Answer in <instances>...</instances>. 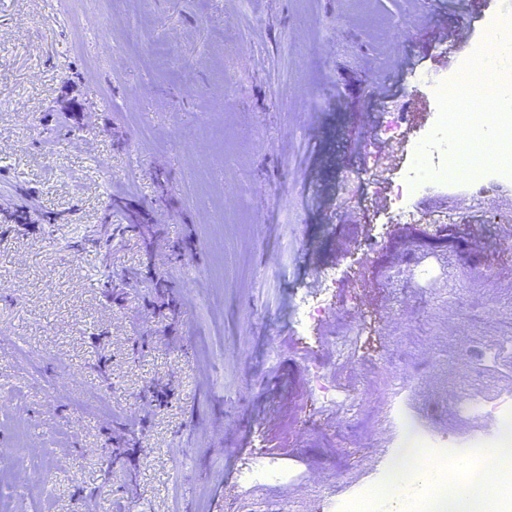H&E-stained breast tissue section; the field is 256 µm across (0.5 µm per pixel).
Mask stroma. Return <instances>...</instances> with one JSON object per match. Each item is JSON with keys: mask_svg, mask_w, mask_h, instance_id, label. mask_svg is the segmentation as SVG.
Instances as JSON below:
<instances>
[{"mask_svg": "<svg viewBox=\"0 0 512 512\" xmlns=\"http://www.w3.org/2000/svg\"><path fill=\"white\" fill-rule=\"evenodd\" d=\"M454 2L0 0V470L49 467L0 512H402L361 434L399 437V405L439 436L421 379L437 415L512 383V225L439 242L334 180L385 146L374 79L441 68L446 29L468 52ZM325 264L337 310L299 332ZM314 364L354 410L315 404ZM261 457L284 478L244 482Z\"/></svg>", "mask_w": 512, "mask_h": 512, "instance_id": "stroma-1", "label": "stroma"}]
</instances>
